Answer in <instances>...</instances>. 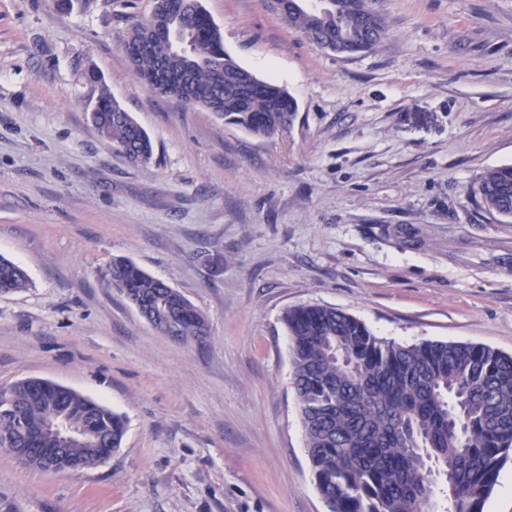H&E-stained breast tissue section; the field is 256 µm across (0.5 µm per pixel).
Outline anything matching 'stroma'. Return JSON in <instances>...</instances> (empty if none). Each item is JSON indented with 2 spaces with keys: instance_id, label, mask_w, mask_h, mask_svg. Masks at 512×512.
I'll list each match as a JSON object with an SVG mask.
<instances>
[{
  "instance_id": "obj_1",
  "label": "stroma",
  "mask_w": 512,
  "mask_h": 512,
  "mask_svg": "<svg viewBox=\"0 0 512 512\" xmlns=\"http://www.w3.org/2000/svg\"><path fill=\"white\" fill-rule=\"evenodd\" d=\"M224 49L298 105L259 139L155 95L121 49L151 0H0V390L28 377L122 414V445L50 474L0 450V512H327L290 384L286 307L401 344L512 353V221L473 188L512 165V0H371L370 52L318 48L268 0H203ZM97 80H90L89 72ZM151 135L135 167L91 115ZM128 259L208 318L156 332L112 287ZM98 110L93 112V120L100 136L112 144V150L125 157L129 163L144 165L149 163L153 146L148 133L137 123L130 112L107 93L98 101ZM27 272L19 264L0 255V292L17 293L28 288Z\"/></svg>"
}]
</instances>
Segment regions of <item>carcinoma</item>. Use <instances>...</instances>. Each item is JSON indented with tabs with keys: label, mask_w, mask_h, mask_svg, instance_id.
I'll list each match as a JSON object with an SVG mask.
<instances>
[{
	"label": "carcinoma",
	"mask_w": 512,
	"mask_h": 512,
	"mask_svg": "<svg viewBox=\"0 0 512 512\" xmlns=\"http://www.w3.org/2000/svg\"><path fill=\"white\" fill-rule=\"evenodd\" d=\"M277 16L323 50L343 44L349 55L373 49L385 29L369 0H330L307 9L297 0H272ZM172 26L191 38L180 51L160 34L150 49L130 58L134 74L149 87L161 62L190 82L184 104L212 109L224 124L257 138H272L293 125L297 102L281 86L262 80L226 51L220 28L201 0H173ZM93 120L112 150L134 165L149 163L153 146L131 113L107 93ZM475 193L484 206L512 218V165L487 170ZM112 285L132 301L164 295L172 305L169 325L178 340L201 343L206 316L179 291L135 263L112 262ZM27 272L0 255V292L28 288ZM282 322L291 342V384L316 488L329 512H483L502 463L512 452V354L483 345L425 340L403 345L375 335L335 307H288ZM49 382L35 394L32 379L15 382L9 399L18 415L0 416V435L25 432L35 448L28 467L42 471L39 449L52 448L49 431L65 419L81 429L90 406L96 431L121 446L124 417L82 393L58 406ZM93 448L65 444L56 471L87 458Z\"/></svg>",
	"instance_id": "cac0c4a2"
}]
</instances>
